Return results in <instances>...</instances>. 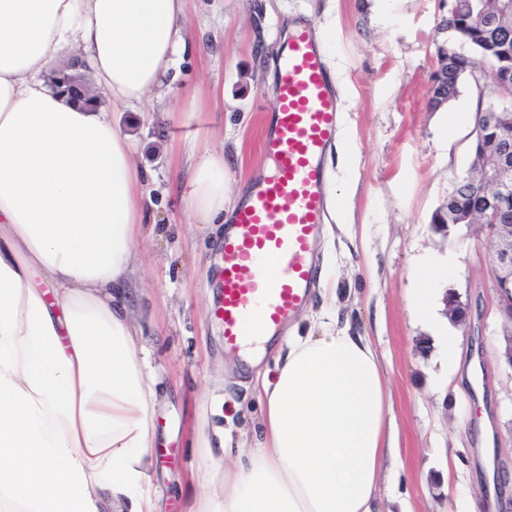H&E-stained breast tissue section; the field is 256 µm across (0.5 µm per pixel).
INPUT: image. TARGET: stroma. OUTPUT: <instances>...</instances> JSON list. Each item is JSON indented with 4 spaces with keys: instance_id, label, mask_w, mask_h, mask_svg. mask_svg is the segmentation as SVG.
Segmentation results:
<instances>
[{
    "instance_id": "1",
    "label": "stroma",
    "mask_w": 512,
    "mask_h": 512,
    "mask_svg": "<svg viewBox=\"0 0 512 512\" xmlns=\"http://www.w3.org/2000/svg\"><path fill=\"white\" fill-rule=\"evenodd\" d=\"M448 0H188V46L177 58V91L117 112L137 166L149 174L153 221L125 300L163 390L155 420L160 466L150 483L165 512H185L190 473L201 462L187 444L205 430L259 417L255 370L224 345L209 316L218 300L220 224L197 223L186 206L188 154L223 153L229 187L261 181L262 138L277 98L279 46L297 20L324 36L342 105L338 138L325 158L326 193L337 205L316 236V263L336 281L339 314L370 336L386 371L399 432L398 456L380 487L383 512H467L480 499L500 512L512 497V370L498 357L486 237L479 226L450 235L430 224L454 177L469 164L479 104L496 102L490 81L465 83L447 108L431 111L436 48L446 42ZM459 113L458 122L448 120ZM454 259L441 287L479 319L460 336L457 392L441 351L446 317L414 320L412 270ZM456 471H448L449 456Z\"/></svg>"
}]
</instances>
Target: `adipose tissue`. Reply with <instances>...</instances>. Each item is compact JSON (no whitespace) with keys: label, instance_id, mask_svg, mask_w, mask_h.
Returning a JSON list of instances; mask_svg holds the SVG:
<instances>
[{"label":"adipose tissue","instance_id":"adipose-tissue-1","mask_svg":"<svg viewBox=\"0 0 512 512\" xmlns=\"http://www.w3.org/2000/svg\"><path fill=\"white\" fill-rule=\"evenodd\" d=\"M187 0H0V512H163L159 390L124 300L149 199L113 111L163 88L186 44ZM86 59L92 106L45 77ZM200 223L239 204L224 156L191 163ZM254 385L252 447L201 435L187 512H381L397 433L370 337L336 316V291Z\"/></svg>","mask_w":512,"mask_h":512}]
</instances>
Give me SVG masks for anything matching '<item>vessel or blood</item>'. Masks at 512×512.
Instances as JSON below:
<instances>
[{"label":"vessel or blood","instance_id":"obj_1","mask_svg":"<svg viewBox=\"0 0 512 512\" xmlns=\"http://www.w3.org/2000/svg\"><path fill=\"white\" fill-rule=\"evenodd\" d=\"M278 97L263 140L273 172L234 215L225 233L219 300L224 344H255L305 301L318 269L311 259L324 209L322 159L336 139L340 103L325 56L305 26L280 53Z\"/></svg>","mask_w":512,"mask_h":512}]
</instances>
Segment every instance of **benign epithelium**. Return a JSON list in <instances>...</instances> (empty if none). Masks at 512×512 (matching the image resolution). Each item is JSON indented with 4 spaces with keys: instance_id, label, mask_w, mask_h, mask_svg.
<instances>
[{
    "instance_id": "obj_1",
    "label": "benign epithelium",
    "mask_w": 512,
    "mask_h": 512,
    "mask_svg": "<svg viewBox=\"0 0 512 512\" xmlns=\"http://www.w3.org/2000/svg\"><path fill=\"white\" fill-rule=\"evenodd\" d=\"M445 62L436 63L429 88V107L439 110L451 100L452 83L448 82ZM59 89L72 98L94 101V90L87 72L74 71L67 65L56 70ZM470 77L478 80L493 79L502 89L506 102L512 101V81L508 74L489 73L483 68L470 69ZM505 112H481L475 120L471 134L472 146L469 169L478 173V179L469 184L455 183L448 192L446 209L437 213L431 224L436 233H449L460 225L478 224L486 230L491 248L492 276L496 289V314L508 327L505 331L501 358L512 369V209L504 195L512 186V120ZM466 192L472 203L462 206L456 202L458 193ZM444 315L457 327L471 328V311L453 292L444 294Z\"/></svg>"
}]
</instances>
